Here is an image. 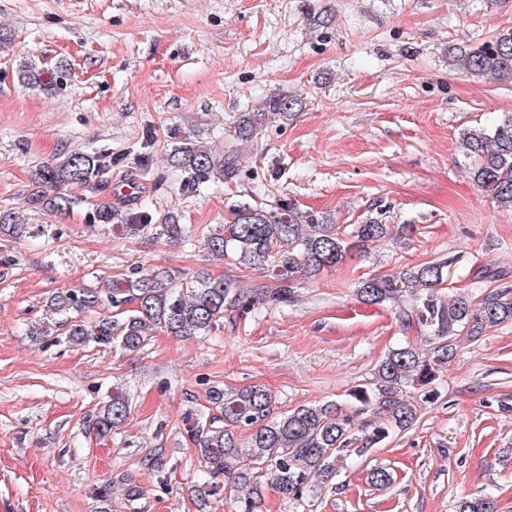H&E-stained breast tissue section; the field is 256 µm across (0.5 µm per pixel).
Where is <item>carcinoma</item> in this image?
<instances>
[{
    "label": "carcinoma",
    "instance_id": "carcinoma-1",
    "mask_svg": "<svg viewBox=\"0 0 512 512\" xmlns=\"http://www.w3.org/2000/svg\"><path fill=\"white\" fill-rule=\"evenodd\" d=\"M459 67L478 77L500 80L512 75V30L499 32L492 41L463 48ZM40 69L23 65L18 79L31 86L43 83ZM167 154L171 167L186 174L194 188L224 175V161L189 136H171ZM463 149L474 158L470 175L475 185L495 202L512 205V113L488 125L468 130ZM102 158L71 151L54 164L41 166L32 182L30 201L65 214L74 204L64 192L67 185H85L105 175ZM130 230L155 229L171 242L183 237L184 225L169 216L151 224L147 206L128 217ZM25 232L9 213H0V234L17 237ZM390 233V225L369 218L351 229L324 224L290 202L258 209L246 202L235 205L231 220L212 229L205 241L213 260H232L245 268L269 272L276 286H261L249 297L229 277L201 271L177 283L165 270L143 273L134 267L115 276L102 288H84L58 299V307L78 315L59 323L76 344L117 347L127 352L143 348L153 334L163 330L176 336H193L217 328L224 314L250 309L267 300L286 302L296 285L341 264L352 253L361 254L369 243ZM449 263L427 262L391 275L367 278L358 292L367 302L396 305L400 323H416L429 333L430 349L410 344L391 350L377 366L373 383L350 394V406L337 402L301 405L275 414V399L261 385L235 391L214 387L208 392L206 411H189L185 431L214 478L248 489L239 512H264L265 490L285 498L299 497L311 477L326 481L336 475V462L346 454L362 455L388 437L410 427L417 417L411 392L423 391L448 363L461 333L477 337L486 328L512 321V290L504 286L486 294L475 306L465 296L449 301L436 288L449 281ZM96 315L90 321L81 314ZM130 413L129 398L117 391L93 423L102 437L118 430ZM248 433V449L237 434ZM458 512H498L490 496L466 499Z\"/></svg>",
    "mask_w": 512,
    "mask_h": 512
}]
</instances>
